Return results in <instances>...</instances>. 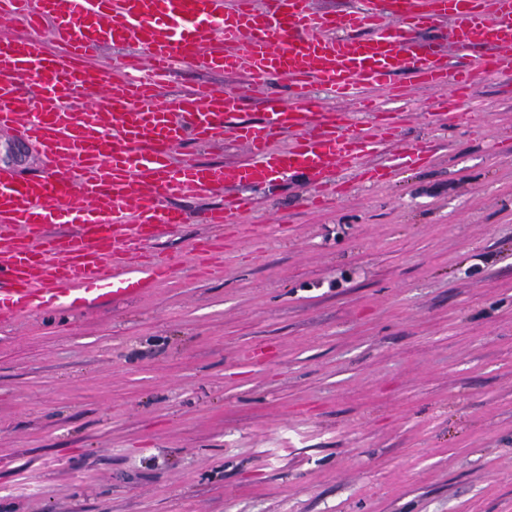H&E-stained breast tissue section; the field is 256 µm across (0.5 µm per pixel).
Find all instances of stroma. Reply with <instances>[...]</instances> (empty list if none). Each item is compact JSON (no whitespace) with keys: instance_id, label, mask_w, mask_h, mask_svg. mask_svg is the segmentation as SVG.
<instances>
[{"instance_id":"1","label":"stroma","mask_w":512,"mask_h":512,"mask_svg":"<svg viewBox=\"0 0 512 512\" xmlns=\"http://www.w3.org/2000/svg\"><path fill=\"white\" fill-rule=\"evenodd\" d=\"M231 80L233 126L288 96ZM395 82L385 118L425 163L319 210L298 179L255 191L251 236L225 233L203 275L188 248L216 229L197 218L233 193H183L147 244L167 280L0 324V512H512V72L450 116ZM0 168L50 162L0 128Z\"/></svg>"}]
</instances>
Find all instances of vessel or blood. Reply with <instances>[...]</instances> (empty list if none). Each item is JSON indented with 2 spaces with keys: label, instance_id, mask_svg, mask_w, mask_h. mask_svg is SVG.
Wrapping results in <instances>:
<instances>
[{
  "label": "vessel or blood",
  "instance_id": "1",
  "mask_svg": "<svg viewBox=\"0 0 512 512\" xmlns=\"http://www.w3.org/2000/svg\"><path fill=\"white\" fill-rule=\"evenodd\" d=\"M0 17L27 30L0 36V128L40 145L52 163L47 176L27 182L0 168V321L48 304L90 311L167 278L170 264L145 258V246L181 223L165 201L184 190L300 178L317 207L337 186L336 165L372 180L428 153L424 144L397 145L380 120L370 129L330 120L334 103L379 119L369 89L402 101L392 78L408 70L420 86L449 88V98L435 102L444 110L476 74L512 68V0H356L343 15L311 0H0ZM443 19L454 50L485 49L467 68L449 71L445 57L420 53L408 37ZM46 31L64 54L47 49ZM111 44L135 50L120 63L129 76L119 86L115 68L94 61ZM187 67L260 82L285 77L292 102L268 101L262 122L235 127L225 123L240 102L232 84L160 102V89ZM88 87L100 103L71 107ZM189 133L214 144L233 136L246 155L223 166L175 164ZM75 198L90 211L72 206ZM252 205L241 196L234 210L202 221L231 225ZM53 224L68 230L51 233Z\"/></svg>",
  "mask_w": 512,
  "mask_h": 512
}]
</instances>
